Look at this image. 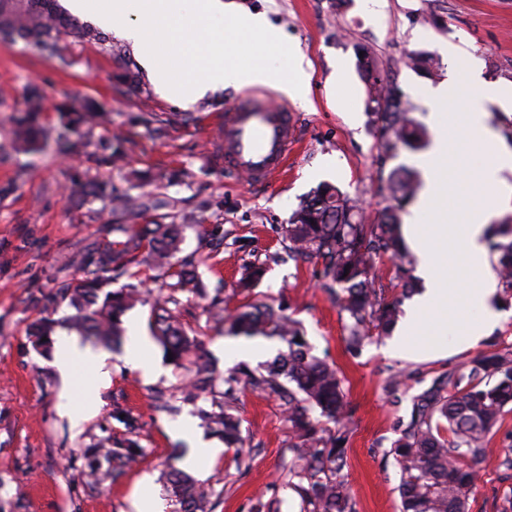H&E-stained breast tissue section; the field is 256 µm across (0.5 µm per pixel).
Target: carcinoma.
<instances>
[{"mask_svg": "<svg viewBox=\"0 0 512 512\" xmlns=\"http://www.w3.org/2000/svg\"><path fill=\"white\" fill-rule=\"evenodd\" d=\"M38 55L54 59L67 69L73 60L66 46L96 43L108 56L124 57L112 37L80 21L61 8L58 0H0V42L17 40ZM372 96H385V108L375 113L376 121L395 142L410 151L425 147L426 132L412 117L406 102L395 88L373 72L372 62L361 59ZM42 111V99L35 86H28L24 105L14 113L12 123L17 148L37 152L41 144L35 119ZM60 125L55 145L63 155H78L84 143L76 134L85 127L92 130L112 123V113L94 100H73L59 107ZM126 138L116 134L99 143L95 162L115 164L124 158ZM416 175L405 167L393 171L389 190L395 205L386 209L376 224H355L354 206L335 186L320 185L293 216L285 229L288 256L316 260L330 282L340 311L347 316L346 348L352 355L374 336L388 335L398 317L399 301L373 287L374 258L390 254L398 261L402 295L409 296L417 284L409 274L399 249V212L416 193ZM70 200L83 206L101 201L115 219L102 225L103 239L74 259L76 277L65 283L56 295L45 297L43 307L66 304L73 310L64 321L43 318L33 327L32 336L43 345L59 326L91 336L99 342L118 340L123 335L125 313L146 302L140 287L131 284L107 289L112 273L124 271L139 261L174 279L173 291L192 296L204 293L198 271L191 265L178 267L171 258L179 249L181 226L195 220L192 214L172 224H143L130 231L126 221L142 212L169 207L159 195L133 196L118 193L112 186L80 175L71 179ZM488 249L498 255L495 271L504 293L512 296V217L493 226L486 238ZM172 298H157L152 303L155 336L172 363L182 365L194 354L187 383L196 399L206 396L219 379L216 369L200 344L182 327ZM212 318L228 325V331L247 338L263 335L286 345L263 372L246 367L224 374V408L218 412L201 410V416L223 433L224 440L235 442L240 436V420L231 403L243 389L274 394L288 413L295 432L290 445L288 472L297 482L292 490L301 500L303 512H355L350 492L339 480L346 465L351 436L352 410L346 397L344 379L337 368L312 354L299 323L264 304L249 305L224 314L214 305ZM410 374L398 371L386 385L388 403L399 406ZM512 406V349L497 344L458 369L432 377L430 383L412 396L408 421L400 422L399 435L390 454L400 472L398 487L400 512H468L469 494L475 487L473 463L484 456L491 433L505 409ZM134 437L114 439L108 435L85 455V475L96 478L101 460L112 464V477H120L143 454ZM171 494L179 512H212L211 493L178 470L168 474Z\"/></svg>", "mask_w": 512, "mask_h": 512, "instance_id": "1", "label": "carcinoma"}]
</instances>
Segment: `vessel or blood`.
I'll use <instances>...</instances> for the list:
<instances>
[{"mask_svg":"<svg viewBox=\"0 0 512 512\" xmlns=\"http://www.w3.org/2000/svg\"><path fill=\"white\" fill-rule=\"evenodd\" d=\"M297 115L272 95L249 91L224 108L215 156L225 172L266 185L288 168Z\"/></svg>","mask_w":512,"mask_h":512,"instance_id":"obj_1","label":"vessel or blood"}]
</instances>
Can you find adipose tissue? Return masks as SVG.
Segmentation results:
<instances>
[{
  "mask_svg": "<svg viewBox=\"0 0 512 512\" xmlns=\"http://www.w3.org/2000/svg\"><path fill=\"white\" fill-rule=\"evenodd\" d=\"M473 77L469 97H462L461 89L451 81H443L427 92L436 106H451L465 101V133L468 139L487 145L488 157L477 164L479 181L485 191V201L472 211L466 223H451L444 201L448 195V150L444 140H436L425 162L427 190L418 204L419 211L432 213L431 224H410L405 240L419 259L418 272L426 281L425 292L408 308L387 351L395 357L442 356L449 347L476 346L499 323L501 314L492 305L497 293L494 275L486 273L470 288H449L448 277L439 269L440 248L456 247L465 264L485 269V233L489 220L499 208L512 203V185L504 179L505 171L512 170V152L494 147L486 123L485 103L495 102L512 108V85L483 83L479 77L477 60L468 63ZM478 313L476 322H469L464 312ZM453 335V342H445V335ZM55 367L61 376H69L75 360H83L93 371L95 387H104L110 381L109 356L80 345L77 339L63 338L56 344Z\"/></svg>",
  "mask_w": 512,
  "mask_h": 512,
  "instance_id": "adipose-tissue-1",
  "label": "adipose tissue"
}]
</instances>
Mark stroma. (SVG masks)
<instances>
[{"instance_id":"stroma-1","label":"stroma","mask_w":512,"mask_h":512,"mask_svg":"<svg viewBox=\"0 0 512 512\" xmlns=\"http://www.w3.org/2000/svg\"><path fill=\"white\" fill-rule=\"evenodd\" d=\"M251 12L266 14L301 49L310 63L307 101L277 91L279 102L299 115L300 146L287 173L272 184L247 186L245 180L216 164L214 135L233 88L218 90L189 108L160 97L149 79L139 86L117 85L123 64L137 65L138 52L125 59L106 56L92 43L71 48L75 64L59 69L54 60L32 54L24 44L0 47V184L15 192L0 201V512H132L130 500L142 478L166 491V474L182 468L184 440L172 432L180 417H193L209 432L200 410L224 403V387L216 385L206 400H188L184 369L168 362L151 327L149 306H136L124 317L127 334L144 338V354L154 374L126 367L123 348L95 342L91 348L112 356L111 381L99 393L88 391L91 372L75 362L69 380L53 366V348L38 349L30 335L41 318L36 297L51 295L72 278V259L93 247L108 220L102 202L74 206L66 188L74 173L112 183L131 194L159 193L172 199L176 211L194 213L173 258L200 262L198 271L209 292H218L227 310L247 303H266L298 321L314 354L327 358L345 379L354 408L347 465L341 472L356 512H399V470L390 453L399 419L409 405L392 409L383 385L393 372H411L413 380L430 378L476 357L473 349L447 357L403 360L384 355V339L367 343L359 355L346 349V319L339 313L322 268L289 259L284 229L294 210L323 182L336 185L356 205L366 222L377 221L390 205L391 173L405 166L420 169L421 152L385 148L386 134L374 125L370 88L359 70L360 55L376 72L398 87L428 140L446 136L453 157L445 205L456 223H464L481 199V189L467 168L476 157L465 145L459 124L463 104L438 107L422 91L447 78L469 89L465 65L449 62L448 45L461 55L475 54L486 82H512V0H386L383 13L370 14L365 0H238ZM37 85L44 108L39 124L55 137L57 107L73 97L104 104L112 114L110 129L97 128L85 137V154L64 157L50 142L37 154L16 152L9 117L23 105L27 85ZM163 119L162 128L143 124L145 114ZM190 122H183V114ZM124 133L126 156L113 165H96L88 156L111 132ZM224 227V243L214 246L207 232ZM264 269L251 288L242 282L250 266ZM211 300L180 295L177 313L186 329L202 341L219 370L231 368L224 355L228 337L209 315ZM165 389L169 409L153 399ZM123 408L137 418V438L144 455L119 479L100 474L97 484L82 475L83 453L104 436L125 437L112 417ZM241 436L251 453L221 449L214 460L188 474L213 493L214 512H257L276 500L279 512H301L299 497L289 488L285 467L293 440L288 417L274 396L242 391L235 405ZM490 451L478 461L469 512H503L512 497V470L502 461L512 456V410L501 417Z\"/></svg>"}]
</instances>
